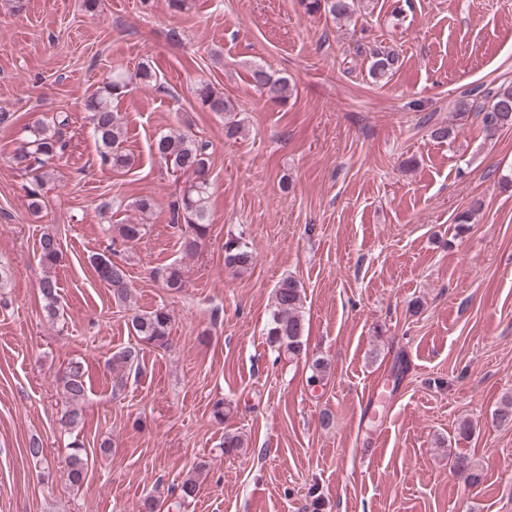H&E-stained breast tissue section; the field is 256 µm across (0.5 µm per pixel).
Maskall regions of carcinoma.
I'll return each instance as SVG.
<instances>
[{"instance_id": "1", "label": "carcinoma", "mask_w": 512, "mask_h": 512, "mask_svg": "<svg viewBox=\"0 0 512 512\" xmlns=\"http://www.w3.org/2000/svg\"><path fill=\"white\" fill-rule=\"evenodd\" d=\"M309 15L324 13L336 22H347L362 9H368L365 0H299ZM356 53L366 56L369 62L368 74L375 80L389 78L399 69L400 54L393 48L382 45L356 46ZM251 81L260 97L273 103L284 104L291 94L288 79L275 77L262 65L251 69ZM157 82V74L151 67L142 64L131 72L120 68L103 83L97 96L87 101L91 132L98 144L97 161L102 168L121 170L130 165L131 158L123 150L125 124L119 113L112 111L110 99L128 91L132 84L150 85ZM203 107L224 118V135L236 138L242 131L240 121L235 119L236 107L224 93L207 83H200L195 90ZM456 116L461 120L473 113L480 118L484 132L493 136L497 132L512 128V85H501L487 93V99L480 102L465 94L459 97L453 106ZM70 117L60 112L52 116L51 121L29 130L30 140L19 148L11 157L12 165L31 175L27 187L29 208L38 213L42 210V195L48 176V166L61 158L66 152L68 141L64 129L69 126ZM152 153L172 170L173 176L189 175L191 177L187 194L180 201L172 204L173 221L180 231V249L182 256H195L202 241L210 233L208 223L209 170L211 165L209 143L185 133L168 131L156 137L151 145ZM132 206L140 214L141 221L130 224H111L112 239L123 243L141 240L146 229L143 220L151 216L156 208V201L151 197H140ZM62 257L60 244L56 236L45 233L39 240L38 262L45 272L40 281V291L45 301L48 317H59L57 307L59 286L53 276ZM255 256L248 244L240 237H228L224 241V266L235 274H240L254 264ZM89 261L99 279L112 291V299L118 304H125L131 296V286L126 270L112 262L105 253H94ZM162 287L170 293H180L186 287L185 266L179 262L166 265L161 272ZM275 306L267 329L268 342L279 353L290 357L299 356L304 351L302 341L303 322L300 315L302 289L299 283L286 278L275 286ZM132 329L137 337L134 346H125L112 352L110 367L113 386L121 387L130 376L142 372L144 350L147 348H164L168 345L171 315L164 307L135 314L131 319ZM64 400L60 423L68 433L74 434L68 443L66 465L68 478L72 485L83 484L88 465L85 443L76 433L82 422V405L88 398L90 387L86 373L78 360L69 362L66 371L59 378ZM494 421L501 425H512V395L502 399L493 413ZM222 452L235 455L244 448V439L237 432L224 433L220 443ZM26 455L34 464L49 462L41 441L33 439L25 448ZM204 464H198L189 472L180 486L177 506L195 497ZM453 470L465 476L471 483L479 481V475L473 471L471 462L465 456H457L453 461Z\"/></svg>"}]
</instances>
